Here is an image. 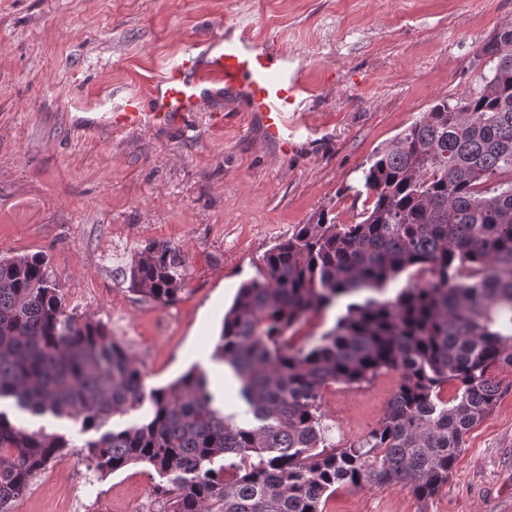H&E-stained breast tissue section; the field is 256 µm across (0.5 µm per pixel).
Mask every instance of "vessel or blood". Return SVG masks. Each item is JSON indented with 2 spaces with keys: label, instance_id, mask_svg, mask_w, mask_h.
I'll use <instances>...</instances> for the list:
<instances>
[{
  "label": "vessel or blood",
  "instance_id": "1",
  "mask_svg": "<svg viewBox=\"0 0 512 512\" xmlns=\"http://www.w3.org/2000/svg\"><path fill=\"white\" fill-rule=\"evenodd\" d=\"M217 85L258 117L267 142L284 151L293 147L299 129L288 115L301 111L312 90L291 67L287 53L251 34L235 13L226 15L223 31L210 37L203 50L185 52L156 81L151 107H143L139 97H128L114 123L136 128L148 120L166 122L199 111Z\"/></svg>",
  "mask_w": 512,
  "mask_h": 512
}]
</instances>
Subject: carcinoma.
<instances>
[{
    "label": "carcinoma",
    "mask_w": 512,
    "mask_h": 512,
    "mask_svg": "<svg viewBox=\"0 0 512 512\" xmlns=\"http://www.w3.org/2000/svg\"><path fill=\"white\" fill-rule=\"evenodd\" d=\"M476 61L479 84L374 151L358 221L299 225L238 288L212 359L236 381L245 421L216 404L197 366L147 387L106 326L64 311L46 256L1 257L0 512L77 447L98 480L151 467L160 512H324L341 486L399 485L427 500L448 484L501 395L491 370L512 367L511 23ZM185 272L178 247L151 241L124 278L170 304ZM338 306L330 329L295 336L308 314ZM390 371L400 382L377 426L330 441L322 389ZM16 411L72 420L81 443Z\"/></svg>",
    "instance_id": "carcinoma-1"
}]
</instances>
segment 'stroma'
I'll return each instance as SVG.
<instances>
[{"label": "stroma", "instance_id": "35a3bbf8", "mask_svg": "<svg viewBox=\"0 0 512 512\" xmlns=\"http://www.w3.org/2000/svg\"><path fill=\"white\" fill-rule=\"evenodd\" d=\"M292 54L313 96L296 147L264 141L231 98L118 129L111 115L228 12ZM512 23V0H0V255L46 254L67 312L104 324L146 386L192 365L213 372L225 310L264 254L320 212L349 223L374 150L435 100L477 83L479 46ZM186 256L179 299L128 291L145 242ZM492 414L465 437L447 485L422 503L398 486L339 487L324 512H512V368ZM399 382L334 385L336 442L374 428ZM150 467L90 482L76 452L51 463L13 512H114L154 498Z\"/></svg>", "mask_w": 512, "mask_h": 512}]
</instances>
